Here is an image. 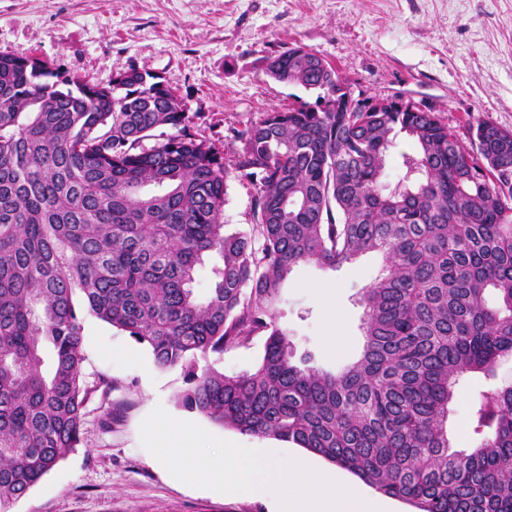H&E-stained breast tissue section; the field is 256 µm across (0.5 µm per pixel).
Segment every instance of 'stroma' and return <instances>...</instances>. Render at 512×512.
Listing matches in <instances>:
<instances>
[{
  "mask_svg": "<svg viewBox=\"0 0 512 512\" xmlns=\"http://www.w3.org/2000/svg\"><path fill=\"white\" fill-rule=\"evenodd\" d=\"M306 46L332 64L353 98L399 97L432 109L468 141L489 121L512 130V0H0V52L34 58L92 84L136 69L159 76L182 99L193 131L224 153L230 130L266 110L314 104L316 95L266 75V56ZM380 253L330 270L301 263L276 304L296 355L338 372L363 346L359 303L381 276ZM335 344H328L327 332ZM89 381L112 384L87 406L85 440L13 507L14 512H269L265 499L217 494L169 474L140 441L155 409L251 449L297 454V445L245 435L180 408L177 371L158 369L151 351L96 319L85 324ZM480 376L462 378L448 428L462 432ZM124 412L110 430L108 402Z\"/></svg>",
  "mask_w": 512,
  "mask_h": 512,
  "instance_id": "35a3bbf8",
  "label": "stroma"
}]
</instances>
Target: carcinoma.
Returning <instances> with one entry per match:
<instances>
[{
	"label": "carcinoma",
	"instance_id": "carcinoma-1",
	"mask_svg": "<svg viewBox=\"0 0 512 512\" xmlns=\"http://www.w3.org/2000/svg\"><path fill=\"white\" fill-rule=\"evenodd\" d=\"M264 64L315 105L231 129L226 155L154 75L101 88L0 54V512L83 442L88 403L112 391L83 371L88 316L180 370L188 412L293 442L417 512H512V385L472 403L475 448L448 439L459 379L512 359V131L480 121L465 145L432 111L369 112L301 45ZM400 132L414 149L390 191ZM231 177L255 190L235 233ZM367 252L383 274L359 299V359L337 373L293 361L275 309L292 268ZM208 256L218 281L200 300ZM258 337L253 371L209 363Z\"/></svg>",
	"mask_w": 512,
	"mask_h": 512
}]
</instances>
